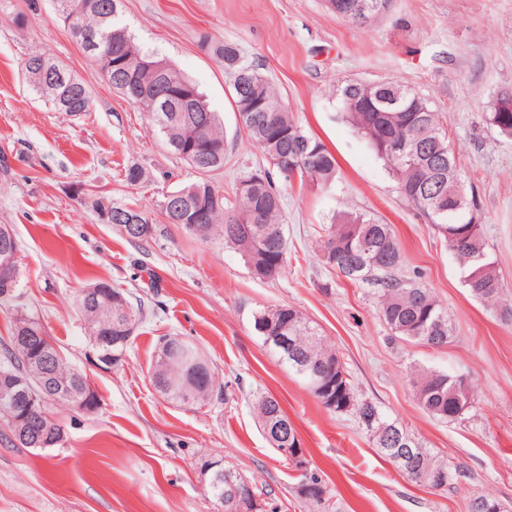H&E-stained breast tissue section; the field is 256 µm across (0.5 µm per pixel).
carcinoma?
<instances>
[{
    "label": "carcinoma",
    "mask_w": 512,
    "mask_h": 512,
    "mask_svg": "<svg viewBox=\"0 0 512 512\" xmlns=\"http://www.w3.org/2000/svg\"><path fill=\"white\" fill-rule=\"evenodd\" d=\"M119 0H52L62 21L70 15L65 5L80 4L76 23L95 33V51L91 57L108 81H113L116 63L126 60L133 65L154 56L134 40L118 12ZM212 53L224 63V73L232 80L248 71L247 92L261 99L269 111L251 112L250 100L234 94L237 114L244 117L240 127L248 140L262 151L270 164L286 181L296 178L300 185L325 187L338 175L336 158L325 144L307 135L294 120L292 111L279 96L273 82L255 65L246 61L240 48L232 42H206ZM137 95L124 94L140 108L150 100L171 90L189 87L196 94L198 111L172 112L166 120L154 112L150 121L162 135L167 148L195 170L207 174L224 169L226 141L218 115L209 110L196 85L175 68L168 71L166 83L157 82L151 72L135 75ZM360 82L350 81L340 89L342 111L346 120L367 140L368 144L391 171L401 196L425 214L438 234L457 258L464 281L476 298L499 301L502 285L494 262L487 251L481 224L473 216L472 201L465 200L456 210L448 209L449 197L465 193L461 183L456 155L443 119L429 102H420L426 111L415 106L416 93L393 81L384 82L378 98L395 103L396 112H376L361 103ZM488 124L501 134L512 137V95L491 101L486 112ZM405 143L414 151L410 158L393 150ZM248 186L235 189L234 198L205 178L174 190L187 198L193 223L181 228L188 234L209 241L224 239V246L237 250L258 278H278L288 266V241L282 201L270 172L253 173L246 178ZM99 217L122 212L128 219L146 226L140 236H152L153 219L148 212L125 204H115L100 197L93 201ZM321 239L326 264L353 283L375 289L379 311L392 337L414 340L441 348L453 339L455 326L448 309L443 307L431 289L403 276L402 251L390 225L360 212H344L337 221L327 225ZM16 238L7 224H0V262L4 255L16 254ZM77 309L95 334L97 354L116 364L132 342L135 328L142 322V307L132 304L126 294L100 281L83 289ZM253 326L263 344L272 350L281 364L297 376L306 389L329 411L356 413L377 448L408 479L417 481L416 465L447 474L452 483L457 472L447 461L413 438L397 421L388 418L375 404L358 397L339 353L331 348L318 330L296 308L289 305L261 306L253 312ZM41 322L14 306L10 320L6 354L0 358V370L19 373L28 370L30 390H39L41 368L32 361L31 348L16 342L25 330H36ZM53 368L61 378L71 381L70 397L60 403L78 407L86 392L85 374L69 366L60 356ZM154 388L168 400L178 404L201 405L210 401L215 384L201 351L180 336L160 337L155 361L150 371ZM411 384L421 407L432 417L451 422L470 407L469 386L462 376L443 371H421L413 374ZM253 410L259 428L289 424L290 419L280 401L272 395H257ZM36 433L44 437L43 448H53L64 439V429L50 414L35 423ZM420 449L414 465L399 459L398 449ZM200 469L210 474L207 492L212 498H231L233 489L243 488L258 501L260 494L250 481L224 467L218 460L205 459ZM307 484L322 486V481L303 474L298 487L312 506H324L326 499L303 493Z\"/></svg>",
    "instance_id": "cac0c4a2"
}]
</instances>
